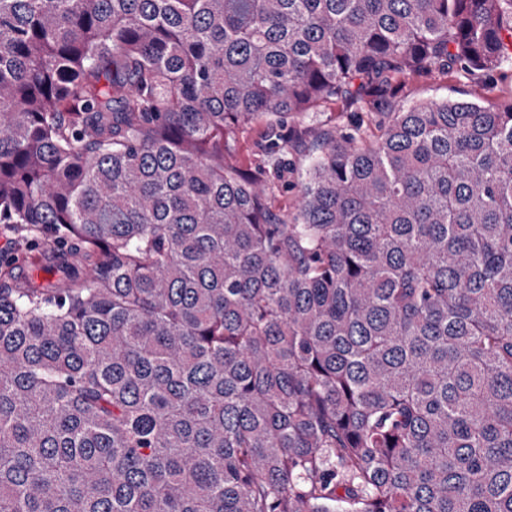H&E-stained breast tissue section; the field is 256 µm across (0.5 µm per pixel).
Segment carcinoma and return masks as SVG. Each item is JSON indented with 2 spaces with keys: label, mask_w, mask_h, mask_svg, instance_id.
Masks as SVG:
<instances>
[{
  "label": "carcinoma",
  "mask_w": 512,
  "mask_h": 512,
  "mask_svg": "<svg viewBox=\"0 0 512 512\" xmlns=\"http://www.w3.org/2000/svg\"><path fill=\"white\" fill-rule=\"evenodd\" d=\"M512 0H0V512H512ZM287 224L224 161L319 102ZM511 90L510 72L503 78L497 77L494 85H491L480 72L460 75L435 70L427 74L405 76L400 84V99L404 104L448 98L496 105ZM349 112L343 103H319L313 106L304 116L288 119L283 132L291 135L294 131L302 133L306 147L316 144V132L327 126L341 127L347 123ZM15 273L22 279H32L36 282L54 281L52 266L49 264H37L32 261H18Z\"/></svg>",
  "instance_id": "cac0c4a2"
}]
</instances>
